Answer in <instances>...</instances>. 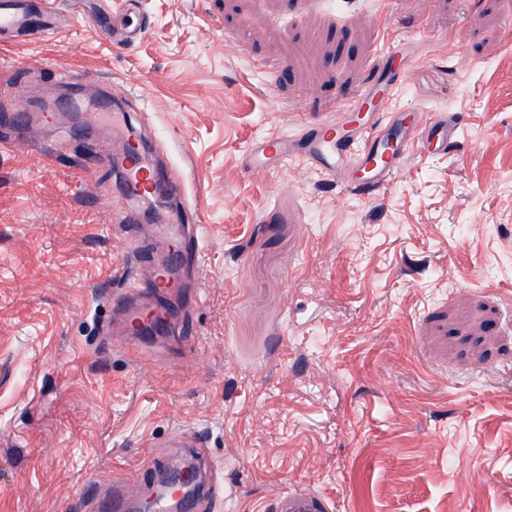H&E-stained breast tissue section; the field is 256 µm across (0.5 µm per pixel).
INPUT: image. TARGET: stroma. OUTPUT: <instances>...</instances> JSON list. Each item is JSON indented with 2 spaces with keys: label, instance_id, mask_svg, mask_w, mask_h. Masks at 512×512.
<instances>
[{
  "label": "stroma",
  "instance_id": "obj_1",
  "mask_svg": "<svg viewBox=\"0 0 512 512\" xmlns=\"http://www.w3.org/2000/svg\"><path fill=\"white\" fill-rule=\"evenodd\" d=\"M64 31L0 44V512H84L202 441L220 512L315 489L334 512H512V0H138L141 40L91 21L125 0H60ZM422 61L374 111L444 112L447 153L410 149L370 197L244 153L360 92L394 35ZM118 125L72 135L57 69ZM53 113L52 121L41 118ZM171 186L124 194L127 128ZM207 236L172 332L113 326V272L147 282L163 225ZM137 215L118 224L120 211Z\"/></svg>",
  "mask_w": 512,
  "mask_h": 512
}]
</instances>
